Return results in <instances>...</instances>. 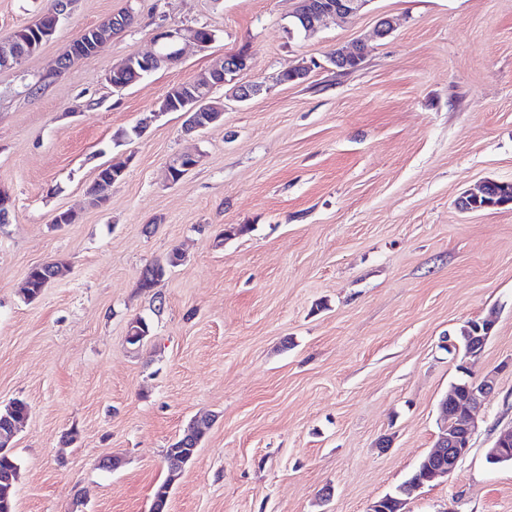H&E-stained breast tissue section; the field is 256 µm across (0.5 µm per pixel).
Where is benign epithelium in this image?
Masks as SVG:
<instances>
[{"label":"benign epithelium","instance_id":"7a95c632","mask_svg":"<svg viewBox=\"0 0 512 512\" xmlns=\"http://www.w3.org/2000/svg\"><path fill=\"white\" fill-rule=\"evenodd\" d=\"M368 0H301L298 6L302 7L298 18L309 33L317 29L318 24L327 16H346L360 11ZM73 4V0H55L54 7L47 12L52 23L43 29L41 41H49L56 34L60 20L67 15ZM103 33L95 27L84 30L78 41L70 43V47L79 46L83 52L95 54L103 45ZM156 50L148 56H129L114 66L106 75V81L113 89L120 92L128 88V84L115 81L113 77L118 73L144 70L151 72L161 60H175L181 55L178 45L181 42H190L199 48L208 47L214 40L213 33H203L198 27L162 28L153 37ZM29 57V52L22 48L14 40H0V62L15 67ZM250 69L249 56L246 53H233L225 56L222 64L212 72L222 79ZM204 87L191 89L182 97V105L177 111L184 113V131L188 134L198 132L202 126L198 125V111H206V108H198L202 101L200 92ZM497 201L471 209H487L502 207L512 204V183L500 184V190L496 195ZM493 324L489 321L482 323H470L461 327L463 332V344L451 341L450 345L456 346V352L461 354L459 371H469L470 361L479 358L484 350L486 341L490 337ZM495 379L489 375L476 377L465 385H454L448 390V395L441 399L439 412L444 427L440 433L435 448L427 454L421 462L416 481L404 487V494L412 496L420 490L424 484L432 483L440 478L449 476L455 471L459 463L469 453L474 433L478 429L477 413L484 405L487 398L495 390ZM488 456L500 461L512 464V425L504 426L498 430L492 446L488 448ZM404 499L399 497L381 498L375 501L368 512H403Z\"/></svg>","mask_w":512,"mask_h":512}]
</instances>
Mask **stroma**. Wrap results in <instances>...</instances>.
<instances>
[{
	"instance_id": "1",
	"label": "stroma",
	"mask_w": 512,
	"mask_h": 512,
	"mask_svg": "<svg viewBox=\"0 0 512 512\" xmlns=\"http://www.w3.org/2000/svg\"><path fill=\"white\" fill-rule=\"evenodd\" d=\"M52 0H0V38ZM296 0H75L49 43L0 71V408L29 414L13 452L16 512H148L164 450L211 426L173 480L168 512H367L439 434L459 358L445 333L495 327L476 375L494 374L472 449L407 512H512V465L486 458L512 423V208L461 212L488 179L512 182V0H369L289 34ZM134 22L58 71L69 43L122 11ZM394 30L378 38L382 18ZM208 26L206 48L114 92L105 76L152 51L158 26ZM366 44L337 73L339 47ZM252 57L223 125L187 135L159 113L174 85L225 55ZM304 79L279 82L301 63ZM149 125L138 136L141 120ZM197 158L171 182L170 161ZM121 162L108 202L86 195ZM72 209L73 224L56 225ZM249 225L246 234L225 229ZM185 259L150 291L139 277ZM61 276L34 301L28 269ZM153 336L127 344L129 322ZM116 457L118 469L103 459ZM182 260V252H180L179 249L175 248L169 252L168 256L166 257L164 266H158L157 263H150L146 265L141 272V275L144 273L146 277L143 279H139V288H141L144 291L149 290L152 287V284L157 283V281H155L156 276H158V278H162L165 275L166 270L168 268L180 265ZM156 269H158V271L151 272L152 270ZM148 272H150L151 277H147Z\"/></svg>"
}]
</instances>
